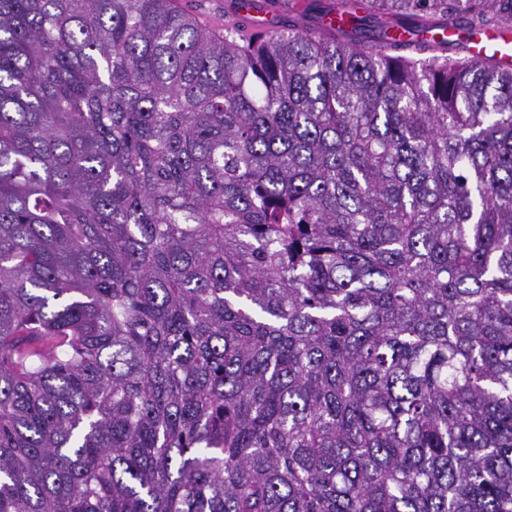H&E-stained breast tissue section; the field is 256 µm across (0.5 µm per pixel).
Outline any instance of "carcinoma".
Returning <instances> with one entry per match:
<instances>
[{"label":"carcinoma","mask_w":512,"mask_h":512,"mask_svg":"<svg viewBox=\"0 0 512 512\" xmlns=\"http://www.w3.org/2000/svg\"><path fill=\"white\" fill-rule=\"evenodd\" d=\"M0 0V512H512V0ZM222 1L224 2V20L223 14L214 12L210 3L215 2L213 0H178L177 4L193 13L203 25L220 30L224 29V21L228 16H232L233 11L236 18L256 30L267 27L271 21H277L280 17L288 16V1L262 3L249 0ZM233 6L234 10L232 11ZM482 36H484V41H482ZM477 37H480L479 44L472 42L478 44V46L473 48V51L480 54H485L487 52L496 50L501 43L510 44L512 40L510 30L500 29H490L479 32L475 35L474 38L476 39ZM468 38L470 45L473 46L471 43L472 35H469Z\"/></svg>","instance_id":"cac0c4a2"}]
</instances>
